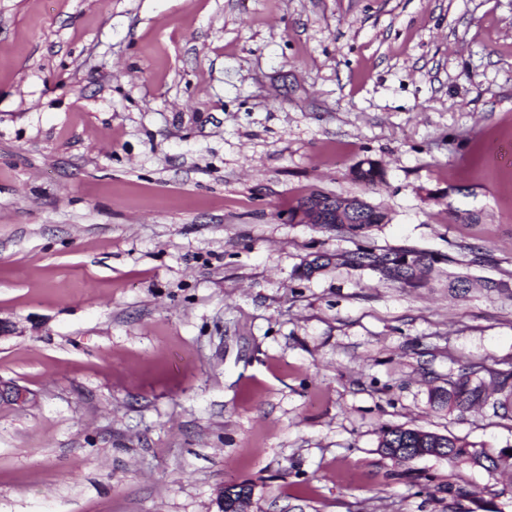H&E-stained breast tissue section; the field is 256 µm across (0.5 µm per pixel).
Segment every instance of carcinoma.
<instances>
[{"mask_svg":"<svg viewBox=\"0 0 512 512\" xmlns=\"http://www.w3.org/2000/svg\"><path fill=\"white\" fill-rule=\"evenodd\" d=\"M353 178L369 186L384 182V171L374 160L365 159L353 167ZM384 214L372 205L366 206L353 224H339L337 228L360 236L364 230L374 224L382 223ZM389 261L378 262L377 253L368 246H360L346 257V261L367 267L379 272L383 277L400 282L411 288L419 286L417 273L430 271L436 259L419 250H397L383 254ZM486 371L481 365H469L460 370L458 376L448 380V388L434 392L433 397L438 402L448 406V411L463 413L476 404L485 403L488 399L484 377ZM494 392L497 398L493 401L494 411L503 417L512 418V370L496 373ZM379 452L389 458L405 461L418 454L429 453L437 448V457L445 459L450 465L471 464L479 466L488 472H494L501 467L512 466V461L494 460L484 446H477L463 439L402 426H389L383 430L378 444Z\"/></svg>","mask_w":512,"mask_h":512,"instance_id":"carcinoma-1","label":"carcinoma"}]
</instances>
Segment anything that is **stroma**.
I'll return each instance as SVG.
<instances>
[{"label":"stroma","instance_id":"obj_1","mask_svg":"<svg viewBox=\"0 0 512 512\" xmlns=\"http://www.w3.org/2000/svg\"><path fill=\"white\" fill-rule=\"evenodd\" d=\"M512 0H0V512H512ZM379 162L382 184L352 167ZM388 215L357 237L310 191ZM438 262L421 288L345 264ZM327 267L305 275L315 255ZM470 281L466 298L448 276ZM377 254L384 258L391 257L388 262L380 264ZM346 261L359 266L367 267L379 272L383 277L400 282L411 288L418 287L422 280L417 281V272H429L436 259L419 250H397L387 253H376L369 246H360L355 252L346 257ZM490 371L481 365H469L460 370L455 379H449L448 389L437 390L435 400L448 406V411L463 413L476 404L485 403L488 399L482 372ZM494 392L498 395L492 403L494 411H501V416L512 418V370L496 373ZM379 452L389 458L409 461L417 454L430 453L432 448H444L436 457L448 461L450 465L471 464L494 472L501 467L512 466V461H495L484 446L466 442L463 439L402 426H389L383 430L378 444ZM410 449L409 457L404 452Z\"/></svg>","mask_w":512,"mask_h":512}]
</instances>
